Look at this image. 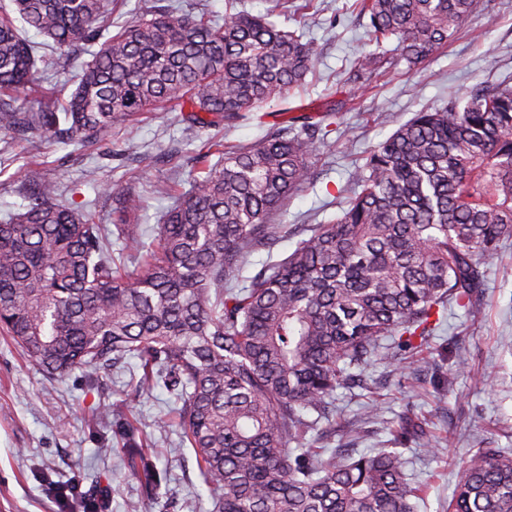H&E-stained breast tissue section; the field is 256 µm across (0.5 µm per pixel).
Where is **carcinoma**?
<instances>
[{"label":"carcinoma","mask_w":512,"mask_h":512,"mask_svg":"<svg viewBox=\"0 0 512 512\" xmlns=\"http://www.w3.org/2000/svg\"><path fill=\"white\" fill-rule=\"evenodd\" d=\"M0 12V133L75 146L103 144L112 128L176 103L187 133L230 127L305 83L317 50L267 15L159 8L125 22L112 0H12ZM377 45L418 67L456 34L478 0H356ZM91 59L75 89L35 106L19 102L46 64ZM390 63L359 56L356 80ZM291 117L254 145L232 147L204 168L162 219L155 244L129 270L112 263V231L141 249L126 216L145 201L116 191L113 224L61 201L41 179L21 210L0 221V329L49 378L129 359L136 389L164 380L180 403L183 438L217 494L215 512H413L419 488L402 456L346 448L318 457L302 444L329 417L336 389L363 382L377 344L398 337L418 370L448 301L472 308L487 261L512 236V84L472 92L464 107L417 113L355 172L354 194L284 259L236 288L253 252L287 233L272 214L315 178L317 147L338 131ZM125 463L147 497L162 474L120 424ZM83 512L100 500L61 494ZM448 512H512V450L471 448Z\"/></svg>","instance_id":"obj_1"}]
</instances>
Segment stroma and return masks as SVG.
<instances>
[{
  "label": "stroma",
  "instance_id": "35a3bbf8",
  "mask_svg": "<svg viewBox=\"0 0 512 512\" xmlns=\"http://www.w3.org/2000/svg\"><path fill=\"white\" fill-rule=\"evenodd\" d=\"M239 2L254 15L273 13L285 28H303L316 44L317 65L304 86L290 92L288 107L313 108L331 97L343 114L340 131L318 148L316 179L273 217L287 225V236L272 250L246 258L237 279L241 286L269 260L288 256L311 225L336 218L350 196L355 168L415 113L442 107L452 95L462 99L476 88L512 81V0H489L494 25H486L482 12L473 13L424 66L395 62L360 81L352 80L351 64L375 44L365 19L352 13L353 0H293L291 10L275 0ZM226 3L113 0L110 23L121 26L132 14L158 6L205 10L220 18ZM280 120L272 103L262 120L201 128L187 136L177 109L144 112L114 129L113 155L89 151L66 167L60 160L72 146L40 139L19 146L0 135V217L22 207L20 177L31 171L88 203L99 224L112 221L114 188L141 196L145 208L127 221L144 244H151L162 217L189 188L196 159L212 138L228 147L256 144ZM499 252L486 265V286L476 306L449 307L421 354L420 371L409 374L387 347H380L366 369L368 388L338 389L334 411L306 437L304 447H346L357 456L397 449L408 478L421 488L416 512H448L467 450L512 448V237L501 242ZM140 375L132 360L99 369L92 381L80 371L51 379L0 333V512H62L58 490L73 482L85 492L105 488L100 512H214L194 453L181 441L175 395L161 384L136 391ZM124 399L129 405L123 415L135 416L139 437L154 443L153 463L164 476L151 498L125 468L123 442L111 421L92 420ZM409 410L435 451L418 439L399 438Z\"/></svg>",
  "mask_w": 512,
  "mask_h": 512
}]
</instances>
